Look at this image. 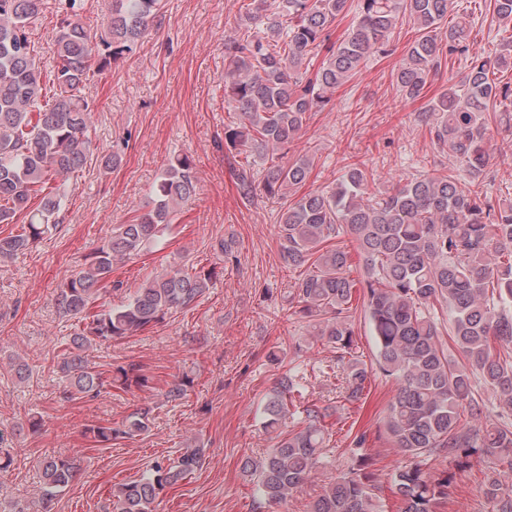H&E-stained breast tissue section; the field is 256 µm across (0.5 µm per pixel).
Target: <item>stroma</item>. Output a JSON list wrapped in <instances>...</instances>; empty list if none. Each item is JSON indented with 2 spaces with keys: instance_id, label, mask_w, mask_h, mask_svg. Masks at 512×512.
<instances>
[{
  "instance_id": "obj_1",
  "label": "stroma",
  "mask_w": 512,
  "mask_h": 512,
  "mask_svg": "<svg viewBox=\"0 0 512 512\" xmlns=\"http://www.w3.org/2000/svg\"><path fill=\"white\" fill-rule=\"evenodd\" d=\"M247 2L165 0L160 28L111 69L88 76L83 94L92 108L93 153L116 150L122 161L107 174L95 163L73 174L58 229L0 266V444L13 458L0 471V512H11L17 500L42 512L45 456L63 455L78 467L76 481L51 503V512H111L122 484L140 479L155 463L176 464L189 448L202 449L201 467L161 493L156 512H308L324 486L360 456L383 490L384 512L398 510L389 486L402 456L383 429L396 383L375 376L362 403L343 406L341 381L331 370L335 349L311 336L288 297L298 273L280 259L281 203L262 194L244 202L235 186L233 171L245 157L224 148V127L236 119L224 97V39L235 33ZM455 3L474 19L471 54L494 55L512 37V24L493 22L485 0ZM414 38L412 23L402 21L394 55L368 62L313 113L296 145L316 152L305 191L333 186L353 162L364 163L381 189L450 167L417 114L428 98L464 77L466 62L448 59L425 98L403 99L392 70ZM175 152L194 160L196 198L157 243L114 265L102 302L119 306L148 277L182 265L211 274L210 286L161 323L120 340L93 341L87 355L105 385L97 397L66 398L56 364L79 322L59 310L57 289L115 227L145 211ZM220 238L235 241V259L212 250ZM19 361L30 369L23 379L12 370ZM296 364L305 373V401L330 409L329 435L323 465L287 503L272 505L259 498L241 461L272 447L262 428L264 399ZM121 366L135 367L143 383L112 384ZM185 379L186 398L167 400L166 391ZM144 407L151 410L146 432L108 443L92 438L90 427L119 426ZM361 434L366 442L359 448L354 439ZM500 468L496 458L473 456L457 471L440 512H493L483 489L487 475Z\"/></svg>"
}]
</instances>
